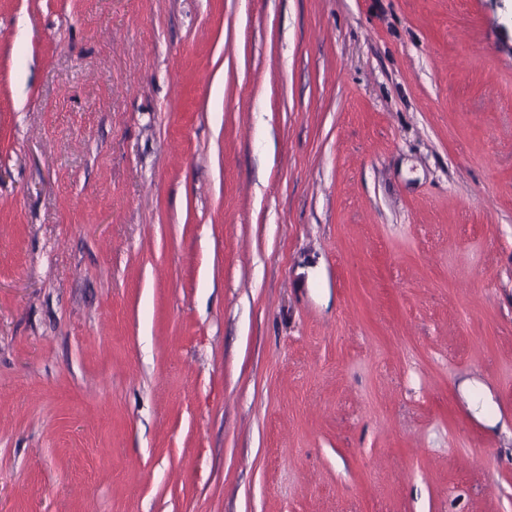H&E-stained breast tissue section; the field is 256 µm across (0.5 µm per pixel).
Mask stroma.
I'll return each instance as SVG.
<instances>
[{"mask_svg":"<svg viewBox=\"0 0 512 512\" xmlns=\"http://www.w3.org/2000/svg\"><path fill=\"white\" fill-rule=\"evenodd\" d=\"M0 512H512V0H0Z\"/></svg>","mask_w":512,"mask_h":512,"instance_id":"stroma-1","label":"stroma"}]
</instances>
